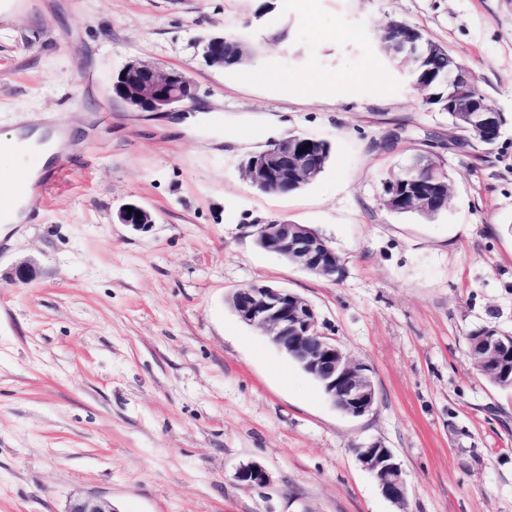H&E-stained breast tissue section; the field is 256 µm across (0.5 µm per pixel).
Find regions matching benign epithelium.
Returning <instances> with one entry per match:
<instances>
[{"mask_svg": "<svg viewBox=\"0 0 512 512\" xmlns=\"http://www.w3.org/2000/svg\"><path fill=\"white\" fill-rule=\"evenodd\" d=\"M409 51L415 59L436 51V46L422 36L408 37ZM202 58L210 67H225L226 53L244 62L248 58L245 41L233 34L213 35L202 41ZM476 80L467 66L448 68V111L456 114V128L462 132L475 130L485 144L498 141L502 119L486 98L467 92ZM112 94L127 107L139 112H161L185 106L195 100V89H185L181 72L164 70L139 60L128 62L112 84ZM316 151L295 135L270 143L251 156L242 168V176L252 186L273 187L288 194L300 182H310L319 175ZM433 189L416 184L403 187L406 208L430 214L448 203V175L443 166L428 158ZM133 211H127V208ZM142 216H136V213ZM118 222L139 232L154 224L153 215L136 201L123 204L117 212ZM256 242L265 251L323 277H336V252L324 238L302 224L270 221L259 225ZM230 305L239 319L260 329L281 352L297 362L316 379L332 403L345 414L360 417L375 403V390L366 368L352 359L336 342L319 330L315 309L298 295L274 285L250 284L230 296ZM471 355L481 370L512 385V337L494 329L485 330L479 346ZM359 464L374 475L382 494L399 506L406 501V484L401 465L389 448L376 444L355 449ZM237 479L246 486L262 485L267 480L265 469L256 463L241 466ZM66 512H117L113 505L96 496L78 497Z\"/></svg>", "mask_w": 512, "mask_h": 512, "instance_id": "1", "label": "benign epithelium"}]
</instances>
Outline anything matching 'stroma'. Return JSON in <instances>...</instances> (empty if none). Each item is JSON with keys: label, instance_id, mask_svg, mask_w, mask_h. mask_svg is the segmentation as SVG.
Here are the masks:
<instances>
[{"label": "stroma", "instance_id": "stroma-1", "mask_svg": "<svg viewBox=\"0 0 512 512\" xmlns=\"http://www.w3.org/2000/svg\"><path fill=\"white\" fill-rule=\"evenodd\" d=\"M393 21L476 72L505 119L496 144H461L423 102L379 38ZM223 32L252 46L246 67L203 61ZM132 60L186 73L219 132L113 99ZM317 73L356 86L294 95ZM33 115L82 134L35 223L0 234V512L92 495L119 512H512V389L469 347L480 328L512 335V0H0V133ZM291 134L331 144L324 172L257 191L242 164ZM423 154L447 208L390 211L384 180ZM131 200L149 231L118 223ZM272 220L324 237L342 278L260 249ZM22 261L34 276L12 283ZM249 284L314 307L365 366L369 413L344 414L238 318L229 296ZM372 443L399 460L406 507L357 462ZM249 463L264 484L237 480Z\"/></svg>", "mask_w": 512, "mask_h": 512}]
</instances>
